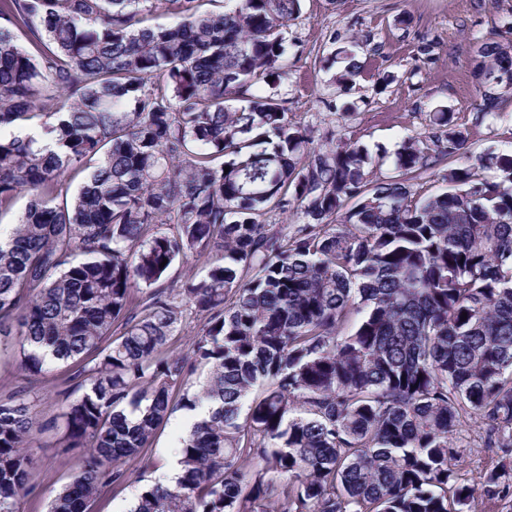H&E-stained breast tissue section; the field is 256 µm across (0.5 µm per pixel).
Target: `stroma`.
<instances>
[{
  "label": "stroma",
  "instance_id": "35a3bbf8",
  "mask_svg": "<svg viewBox=\"0 0 512 512\" xmlns=\"http://www.w3.org/2000/svg\"><path fill=\"white\" fill-rule=\"evenodd\" d=\"M511 12L512 0L495 7L489 0H302L299 20L284 34L289 65L278 94L313 137L332 131L338 139L357 141L381 160L384 175L392 174L403 141L424 132L431 112L442 106L468 128L470 156L512 148V90L497 120L471 124L477 92L467 54L470 42ZM427 45L432 51L426 55ZM338 49L354 53L360 64L353 83L336 79ZM70 372L59 364L30 374L12 349L0 348V396L26 387L38 421L46 425L30 438L31 478L20 512H47L84 461V449L60 445L65 423L55 390ZM195 415L177 406L140 460L129 464L126 481L103 488L92 512H129L135 497L163 478Z\"/></svg>",
  "mask_w": 512,
  "mask_h": 512
}]
</instances>
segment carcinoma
Returning a JSON list of instances; mask_svg holds the SVG:
<instances>
[{"label": "carcinoma", "mask_w": 512, "mask_h": 512, "mask_svg": "<svg viewBox=\"0 0 512 512\" xmlns=\"http://www.w3.org/2000/svg\"><path fill=\"white\" fill-rule=\"evenodd\" d=\"M202 5L0 0V215L29 196L0 226V340L33 373L71 363L57 395L83 390L64 447L88 457L48 512L124 483L200 365L182 474L130 512L512 507L511 465H457L467 416L512 457V152L439 168L468 140L440 108L380 177L257 91L288 75L300 0ZM158 10L174 22L147 25ZM507 35L512 15L470 44L475 126L499 114ZM434 170L443 189L415 187ZM191 255L202 277L158 285ZM187 309L204 323L174 353ZM33 407L0 396V512L28 488Z\"/></svg>", "instance_id": "carcinoma-1"}]
</instances>
